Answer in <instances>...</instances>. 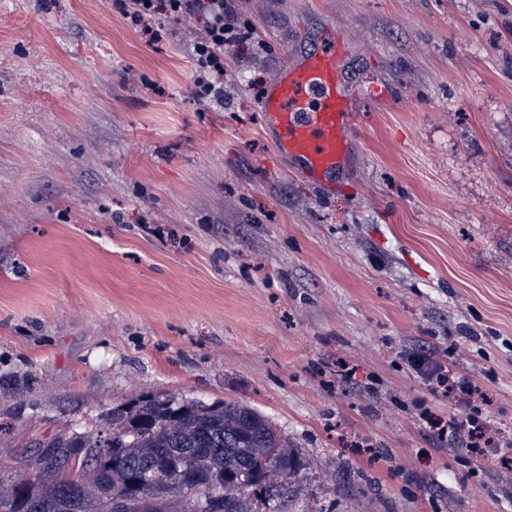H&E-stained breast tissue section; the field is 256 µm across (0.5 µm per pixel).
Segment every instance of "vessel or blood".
<instances>
[{"label": "vessel or blood", "mask_w": 512, "mask_h": 512, "mask_svg": "<svg viewBox=\"0 0 512 512\" xmlns=\"http://www.w3.org/2000/svg\"><path fill=\"white\" fill-rule=\"evenodd\" d=\"M341 45L287 57L260 110L276 132L275 146L300 163L311 178L335 170L342 159L357 109L339 77Z\"/></svg>", "instance_id": "1"}]
</instances>
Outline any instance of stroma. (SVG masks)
<instances>
[{"label":"stroma","instance_id":"35a3bbf8","mask_svg":"<svg viewBox=\"0 0 512 512\" xmlns=\"http://www.w3.org/2000/svg\"><path fill=\"white\" fill-rule=\"evenodd\" d=\"M148 44L113 0H0V486L144 394L248 405L307 468L296 512H512L439 439L424 349L512 432V0H233ZM343 41L377 103L316 181L261 129L286 54ZM125 19L149 42L161 38L157 15L169 20L205 18L202 35L192 44L193 91L200 101L224 103V44L239 40L234 9L227 0H119Z\"/></svg>","mask_w":512,"mask_h":512}]
</instances>
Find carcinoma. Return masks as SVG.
<instances>
[{
    "mask_svg": "<svg viewBox=\"0 0 512 512\" xmlns=\"http://www.w3.org/2000/svg\"><path fill=\"white\" fill-rule=\"evenodd\" d=\"M62 464L27 476L26 498L10 501L0 488V512H107V501L125 498V512H291L295 484L305 464L288 439L255 409L236 402L142 396L105 414L99 430L47 445ZM160 475L141 486L136 472Z\"/></svg>",
    "mask_w": 512,
    "mask_h": 512,
    "instance_id": "1",
    "label": "carcinoma"
}]
</instances>
